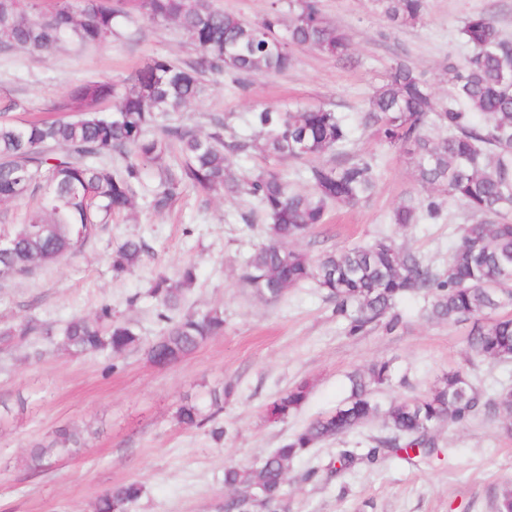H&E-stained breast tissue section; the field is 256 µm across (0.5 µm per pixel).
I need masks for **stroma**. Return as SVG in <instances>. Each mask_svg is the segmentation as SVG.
Listing matches in <instances>:
<instances>
[{"label":"stroma","instance_id":"1","mask_svg":"<svg viewBox=\"0 0 512 512\" xmlns=\"http://www.w3.org/2000/svg\"><path fill=\"white\" fill-rule=\"evenodd\" d=\"M320 6L350 34L352 62L300 48L288 71L255 77L246 90L225 76L184 114L204 126L221 112L240 132L249 113L265 107L332 106L352 126L346 156H375L380 177L360 204L330 207L325 223L297 241V249L316 257L392 237L419 251L432 268H444L449 245L471 216L446 202L437 220L392 224L397 205L426 192L406 156L380 145L360 116L373 87L399 57L446 97L448 62L467 54L460 39L465 19L488 14L512 38V0H427L413 26L392 24L372 0H320ZM140 29L136 43L116 41L81 52L64 47L43 57L20 48L1 53L0 102L17 101L15 118H46L69 85L101 76L123 81L155 55L179 63L194 58L188 37L175 26L144 22ZM267 232L268 219L250 197L206 196L188 188L170 212L155 213L146 198H138L131 213L114 219L78 255L28 277H0V327L27 321L59 326L108 304L141 338L117 357H70L36 335L0 352V401L28 402L13 423L0 426V512H93L99 496L129 482L142 486L132 512H224L227 463L245 466L279 447L349 395L350 373L380 361L390 362L393 375L376 393L385 404L427 393L461 364L484 392L512 387V360L467 364L469 324L428 319L422 298L400 303L405 326L397 333L376 328L351 337L316 285L290 289L274 303L255 296L239 273ZM129 237L143 239L149 250L140 267L115 273L110 255ZM188 265L196 280L181 312L219 308L224 330L181 361L160 367L147 348L164 323L146 290L159 275L178 280ZM303 381L310 384L304 405L284 421L268 422V405ZM227 383L236 392L216 418L225 430L222 442L212 440L208 427L177 424L182 403L206 404L209 390ZM62 426L87 431L85 447L46 471L27 470L30 446ZM385 432L383 419L376 418L345 441L320 444L291 461L283 512H495L496 495L512 482V432L483 414L465 426L434 429L440 458L410 463L388 456L326 472L340 444L367 448ZM314 467L318 476L308 478Z\"/></svg>","mask_w":512,"mask_h":512}]
</instances>
